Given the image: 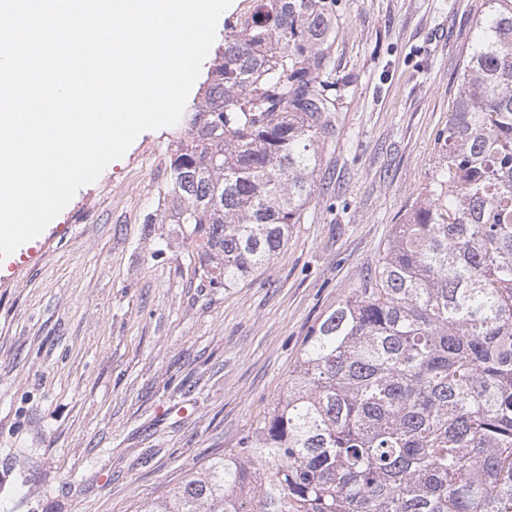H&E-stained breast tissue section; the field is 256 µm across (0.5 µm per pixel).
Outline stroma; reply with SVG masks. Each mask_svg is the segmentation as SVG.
I'll return each instance as SVG.
<instances>
[{"mask_svg":"<svg viewBox=\"0 0 512 512\" xmlns=\"http://www.w3.org/2000/svg\"><path fill=\"white\" fill-rule=\"evenodd\" d=\"M484 2L338 0L312 201L236 287L195 273L178 225L143 222L173 128L141 133L77 191L56 218L66 235L0 281V512H141L237 448L434 177Z\"/></svg>","mask_w":512,"mask_h":512,"instance_id":"1","label":"stroma"}]
</instances>
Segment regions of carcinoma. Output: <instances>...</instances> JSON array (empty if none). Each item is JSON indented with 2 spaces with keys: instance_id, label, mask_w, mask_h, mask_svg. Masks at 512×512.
<instances>
[{
  "instance_id": "obj_1",
  "label": "carcinoma",
  "mask_w": 512,
  "mask_h": 512,
  "mask_svg": "<svg viewBox=\"0 0 512 512\" xmlns=\"http://www.w3.org/2000/svg\"><path fill=\"white\" fill-rule=\"evenodd\" d=\"M337 0L227 22L147 226L231 288L301 223L336 111ZM439 169L311 331L283 399L143 512H512V0H485Z\"/></svg>"
}]
</instances>
